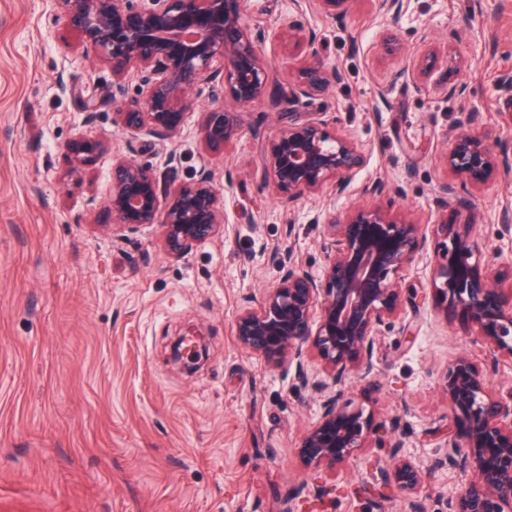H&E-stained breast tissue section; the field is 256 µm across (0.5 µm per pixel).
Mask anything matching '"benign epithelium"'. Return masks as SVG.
I'll use <instances>...</instances> for the list:
<instances>
[{"mask_svg":"<svg viewBox=\"0 0 512 512\" xmlns=\"http://www.w3.org/2000/svg\"><path fill=\"white\" fill-rule=\"evenodd\" d=\"M359 0H296V7L323 16L343 17ZM244 0H54L56 17L78 35L75 49L92 51L111 69L119 91L140 79L142 98L112 99L113 122L132 135L161 140L177 138L193 103L190 91L209 81L211 106L202 111L197 136L203 150L216 153L242 130L240 106L267 98L278 116L289 106L312 103L343 80L320 59L314 29L290 26L274 32L279 45L303 55L301 67L286 87L269 89V74L257 51L265 31L241 21ZM480 113L461 109L460 132L445 156L453 178L446 181L438 202L466 210L469 202L456 195L455 180L478 188L495 170L508 164L477 131ZM110 150L108 139L79 135L68 145L73 165L89 166ZM366 164L352 140L328 129L327 121L289 122L280 127L265 157L261 188L288 203L324 187L340 197L354 173ZM100 213L124 229L148 224L164 229V250L184 259L197 247L224 235V203L211 179L182 182L172 175L161 180L136 160L112 157V181ZM331 256L323 276L298 268L295 260L273 254L282 267L278 284L255 307L241 309L234 319L235 336L246 350L273 368L295 370L301 387L321 398V413L306 432L301 457L309 465L332 467L350 461L371 447L386 422L332 389L351 379L368 380L374 373L372 354L384 327H395L408 302L399 274L424 249L427 236L418 224L380 208L359 209L326 224ZM437 265L433 282L438 310L465 335L480 339L487 359L468 354L448 367L444 391L452 425L448 451L438 466L467 477L464 489L448 499V512H512V393L490 389L489 366L501 357L512 359V262L487 258L488 244L473 224H438ZM509 282L511 287L503 284ZM321 365V377L304 370L303 347ZM401 440L392 444L382 471L386 485L414 495L422 469L399 455Z\"/></svg>","mask_w":512,"mask_h":512,"instance_id":"7a95c632","label":"benign epithelium"}]
</instances>
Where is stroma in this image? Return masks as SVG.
<instances>
[{"instance_id": "obj_1", "label": "stroma", "mask_w": 512, "mask_h": 512, "mask_svg": "<svg viewBox=\"0 0 512 512\" xmlns=\"http://www.w3.org/2000/svg\"><path fill=\"white\" fill-rule=\"evenodd\" d=\"M243 22L270 35L313 27L325 66L342 72L300 116L335 119L365 153L345 196L324 190L284 204L261 191L279 131L263 102L242 107V131L223 153L205 155L196 133L210 103L204 82L172 141L122 131L108 106L87 116L84 98L111 95V70L75 51L53 0H0V512H281L297 487L300 512H409L403 494L380 495L398 437L424 472V512H446L462 487L457 471L433 464L448 441L443 385L460 353L479 360L484 349L454 333L432 301L435 240L401 282L416 299L402 314L408 331L380 334L375 383L342 388L397 430L341 469L304 465L319 402L293 372L242 349L234 318L280 279L273 250L322 275L331 215L372 206L428 228L457 220L437 191L461 107L478 109L482 130L512 158V0H405L396 17L358 0L341 18L298 13L294 0H246ZM454 81L463 97L445 94ZM79 132L108 138L110 152L72 167L67 145ZM116 153L158 173L174 162L182 181L209 173L224 199L223 237L178 262L161 225L112 237L97 213ZM377 181L383 193L363 195ZM469 197L491 253L512 256V223L502 221L512 166ZM189 324L210 355L186 375L168 353ZM320 486L331 490L322 503Z\"/></svg>"}]
</instances>
